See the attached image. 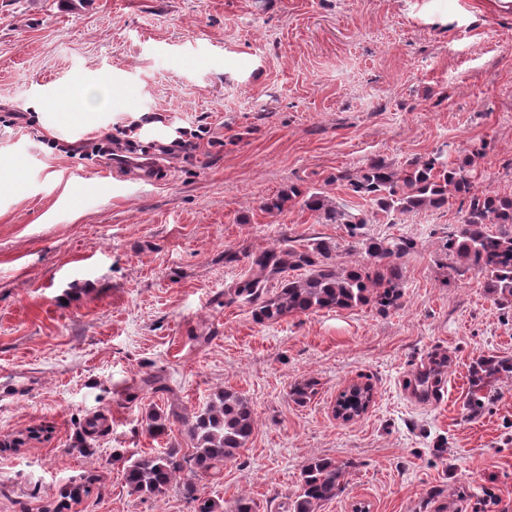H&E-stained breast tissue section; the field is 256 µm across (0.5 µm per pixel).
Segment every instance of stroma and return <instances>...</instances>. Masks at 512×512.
Listing matches in <instances>:
<instances>
[{
  "mask_svg": "<svg viewBox=\"0 0 512 512\" xmlns=\"http://www.w3.org/2000/svg\"><path fill=\"white\" fill-rule=\"evenodd\" d=\"M62 83L85 98L67 123L52 110ZM133 121L139 150L168 148L145 184L89 149ZM195 128L194 150L171 151ZM479 143L477 189L512 195V6L496 0H0V440L51 429L0 452V512H44L89 473L68 512H194L175 486L131 495L116 457L189 448L178 422L153 437L145 415L224 388L250 399L257 429L206 483L221 505L246 494L288 512L303 466L328 457L355 467L321 512H471L490 494L512 507V379L464 409L472 362L512 357V310L480 277L449 276L458 200L365 226L416 243L400 309L261 325L216 302L246 270L228 248L315 238L362 258L343 225L268 215V196L295 184L365 211L337 172ZM149 373L167 392L142 386ZM304 378L318 393L301 406L288 392ZM353 383L374 397L345 423L333 407ZM96 415L106 427L81 453Z\"/></svg>",
  "mask_w": 512,
  "mask_h": 512,
  "instance_id": "obj_1",
  "label": "stroma"
}]
</instances>
